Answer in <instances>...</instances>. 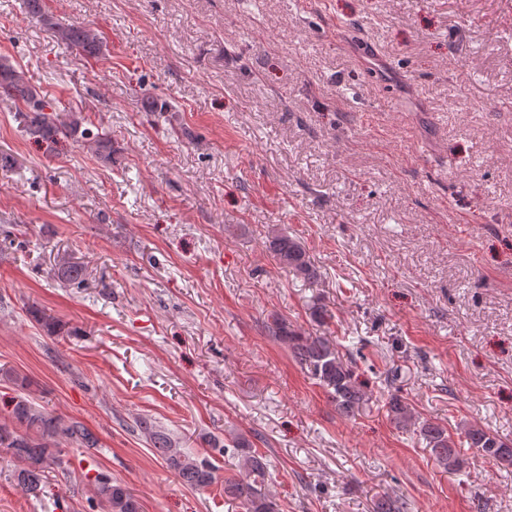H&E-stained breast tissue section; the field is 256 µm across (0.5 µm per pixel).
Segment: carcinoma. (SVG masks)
<instances>
[{"label": "carcinoma", "mask_w": 512, "mask_h": 512, "mask_svg": "<svg viewBox=\"0 0 512 512\" xmlns=\"http://www.w3.org/2000/svg\"><path fill=\"white\" fill-rule=\"evenodd\" d=\"M26 8L64 48L75 50L88 59L102 54V37L94 26L55 20L46 9L45 0H26ZM0 99L24 106L21 117L26 134L50 147L71 140L102 163L112 164L111 136L86 127L87 119L82 113H64L47 102L25 82L23 74L7 57L0 58ZM266 242L282 268L295 277L309 282L320 277L302 243L287 232L274 228ZM84 277L83 266L65 259L58 264L57 278L64 287L78 288ZM33 314L47 334L56 336L64 330V325L46 311L35 309ZM268 330L289 347L294 359L326 390L340 414L353 416L367 405V393L358 380L352 358L344 357L336 342L322 336H307L277 316L273 317ZM386 406L398 425L406 427L417 422L403 397L390 395ZM139 426L147 434L154 454L185 485L199 490L222 480L218 467L209 457L177 447L169 433L145 419L139 421ZM419 435L437 463L452 471L461 467L457 443L445 427L424 422L419 426ZM463 437L469 447L478 449L487 458L512 466V443L475 426L464 429ZM97 447L99 439L78 421L48 412L23 396L12 397L5 403L4 420L0 422V453L9 455L15 463L17 484L35 497L45 493L50 474L67 470L65 449ZM217 454L238 459L242 471L239 478L222 480L226 498L241 505L244 512H279L278 504L266 488L269 476L266 455L242 436L232 437L217 448ZM85 478L92 487L91 500L98 501L105 512H141L139 500L111 476L98 472L93 476L87 474ZM373 512H412V506L404 499L382 496L374 503Z\"/></svg>", "instance_id": "1"}]
</instances>
